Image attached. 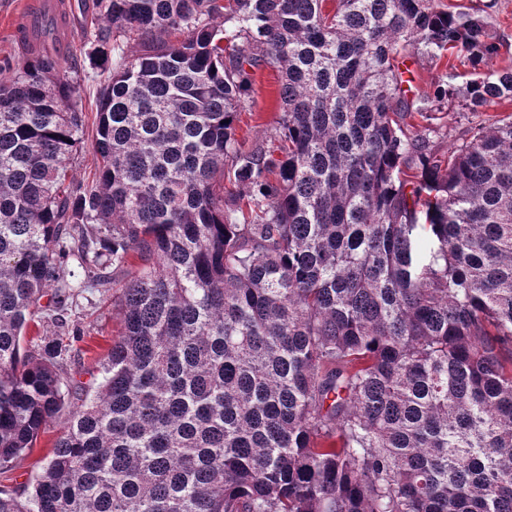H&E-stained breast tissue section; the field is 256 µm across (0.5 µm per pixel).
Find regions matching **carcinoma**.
<instances>
[{
  "label": "carcinoma",
  "instance_id": "cac0c4a2",
  "mask_svg": "<svg viewBox=\"0 0 512 512\" xmlns=\"http://www.w3.org/2000/svg\"><path fill=\"white\" fill-rule=\"evenodd\" d=\"M94 7L91 183L80 76L22 29L0 65V474L70 414L0 512H512V114L442 152L410 120L457 90L405 77L463 56L477 112L512 99L481 72L508 43L437 0ZM264 63L279 138L242 150ZM86 292L124 331L75 388Z\"/></svg>",
  "mask_w": 512,
  "mask_h": 512
}]
</instances>
